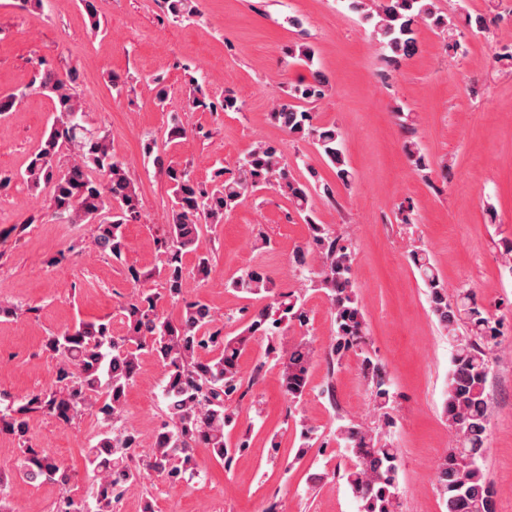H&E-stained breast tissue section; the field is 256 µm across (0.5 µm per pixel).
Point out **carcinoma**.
<instances>
[{
  "mask_svg": "<svg viewBox=\"0 0 512 512\" xmlns=\"http://www.w3.org/2000/svg\"><path fill=\"white\" fill-rule=\"evenodd\" d=\"M347 8L370 23L388 60L397 65L416 47V26L423 22L448 34V49L462 50L460 38L436 0H345ZM163 13L174 22L200 15L198 0H160ZM500 16L489 11L466 15L473 34L490 32ZM288 56L309 70V77L291 85L286 99L271 112L272 119L288 135L310 141L335 168L336 179L345 187L352 173L345 161L342 133L334 124L317 125L309 106L321 100L329 81L315 67L316 50L309 43L288 48ZM79 74L46 64L36 86L0 97V115L12 110L17 98L37 89L55 102L49 134L33 152L23 172H0V196L8 194L17 178L31 187L48 186L55 216L71 224L96 225L95 245L113 261H124L128 250L125 228L143 217V202L131 182L124 161L112 154L111 135L86 126L77 92ZM190 109H212L205 78L189 75ZM405 150L418 171L430 167L419 143L408 137ZM69 155L66 164L61 157ZM169 185L168 224L157 236L161 266L150 272L127 268L132 295L121 305L126 333L116 336L108 321H80L45 337L43 350L52 361L55 386L21 400L0 391V431L26 440L33 416L49 417L68 425L86 411L101 423L95 440L85 451V467L93 474L92 502L71 494L74 476L70 467L45 449L21 448L18 467L29 483H50L62 488L56 512H115L123 496L143 484L146 477L159 476L172 485L199 474L196 450L209 449L213 458L228 468L249 447L251 428L230 442V431L239 426V401L246 395L240 359L252 338L267 339L266 359L279 367L281 388L289 407L297 409L309 394V370L315 350L301 338L281 347L274 336L281 326L308 324L306 288L284 291L260 266L248 267L228 280L235 291L257 296L265 304L240 315H219L208 303L188 295L183 256L197 250L202 226L221 224L224 214L256 192L278 187L308 227V238L290 260L293 272L324 293L333 321L329 357L341 361L364 342L365 320L357 286L352 280L351 245L326 224L316 221L313 195L334 196L333 188L319 183L315 169L309 178L292 174L280 150L267 143L254 145L233 168L212 170L209 180L199 181L178 163L154 157ZM411 262L428 289L430 307L440 328L453 344L452 368L448 376L445 414L453 436L452 447L437 463L436 490L446 512H497L496 491L487 480L482 460L486 452L489 414L485 395L493 355L502 335V323L481 307L473 293L460 290L452 300L435 273L426 252L414 250ZM161 276L162 288L140 287L153 275ZM180 308L172 321L163 305ZM236 321L244 328L234 334L225 327ZM151 355L164 368L161 397L165 420L146 439L128 427L126 394L136 381L142 356ZM364 376L374 387L373 409L383 411L384 424L393 421L384 409L392 394L387 369L377 360L362 361ZM300 445L293 467L312 448L316 427L300 420ZM336 441L352 454L354 464L343 478L359 505V512H397L396 483L399 470L397 449L383 440L381 432L361 420L350 418L336 429Z\"/></svg>",
  "mask_w": 512,
  "mask_h": 512,
  "instance_id": "1",
  "label": "carcinoma"
}]
</instances>
